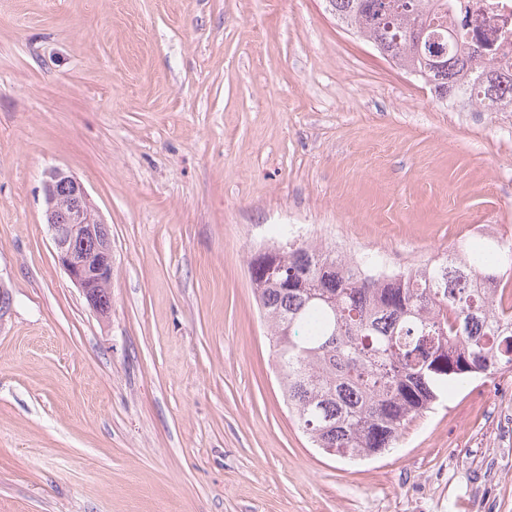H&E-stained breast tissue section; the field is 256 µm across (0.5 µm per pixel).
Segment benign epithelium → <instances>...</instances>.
<instances>
[{"mask_svg": "<svg viewBox=\"0 0 512 512\" xmlns=\"http://www.w3.org/2000/svg\"><path fill=\"white\" fill-rule=\"evenodd\" d=\"M45 219L55 258L99 314L111 310L112 239L94 211L84 185L60 168L46 173Z\"/></svg>", "mask_w": 512, "mask_h": 512, "instance_id": "benign-epithelium-1", "label": "benign epithelium"}]
</instances>
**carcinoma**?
<instances>
[{
	"mask_svg": "<svg viewBox=\"0 0 512 512\" xmlns=\"http://www.w3.org/2000/svg\"><path fill=\"white\" fill-rule=\"evenodd\" d=\"M329 2L348 29L437 97L462 101L476 87L492 102L512 100L511 75L458 50L448 0ZM419 19L434 24L437 69L416 47ZM279 265L275 278L257 267L251 282L284 397L316 448L349 460L377 456L449 390L512 367V305L503 301L512 252L496 241L451 248L441 263L384 279L312 242L285 248Z\"/></svg>",
	"mask_w": 512,
	"mask_h": 512,
	"instance_id": "carcinoma-1",
	"label": "carcinoma"
}]
</instances>
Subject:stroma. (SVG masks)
<instances>
[{"instance_id": "stroma-1", "label": "stroma", "mask_w": 512, "mask_h": 512, "mask_svg": "<svg viewBox=\"0 0 512 512\" xmlns=\"http://www.w3.org/2000/svg\"><path fill=\"white\" fill-rule=\"evenodd\" d=\"M55 167L109 227L108 316L55 259ZM476 224L512 238V118L328 0H0V512H512V369L346 462L289 410L248 274L291 227L405 269Z\"/></svg>"}]
</instances>
